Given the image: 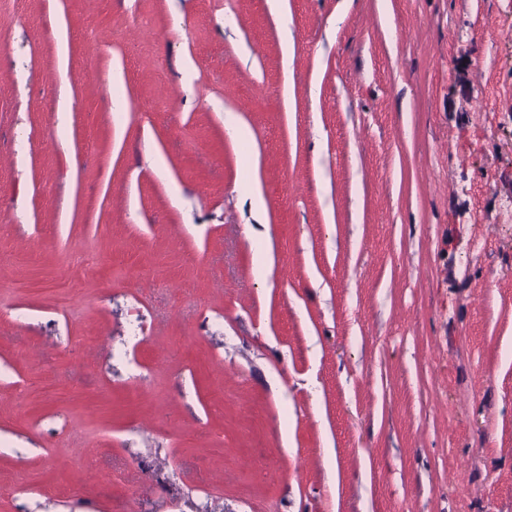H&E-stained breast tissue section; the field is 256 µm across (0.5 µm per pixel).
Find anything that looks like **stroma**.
I'll list each match as a JSON object with an SVG mask.
<instances>
[{"mask_svg": "<svg viewBox=\"0 0 512 512\" xmlns=\"http://www.w3.org/2000/svg\"><path fill=\"white\" fill-rule=\"evenodd\" d=\"M511 198L503 0H0V512H512Z\"/></svg>", "mask_w": 512, "mask_h": 512, "instance_id": "1", "label": "stroma"}]
</instances>
